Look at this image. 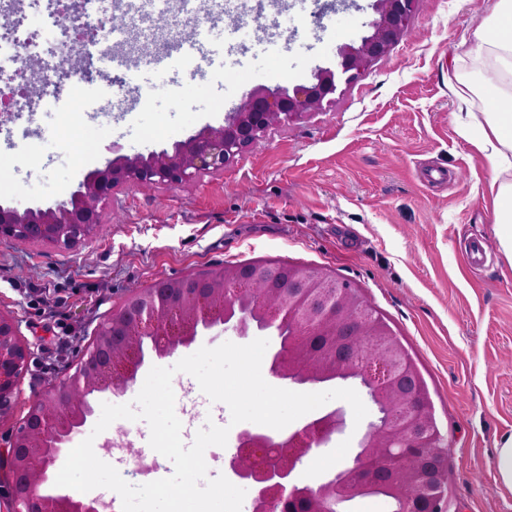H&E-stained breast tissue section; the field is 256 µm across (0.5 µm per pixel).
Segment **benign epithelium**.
Wrapping results in <instances>:
<instances>
[{
	"label": "benign epithelium",
	"instance_id": "1",
	"mask_svg": "<svg viewBox=\"0 0 512 512\" xmlns=\"http://www.w3.org/2000/svg\"><path fill=\"white\" fill-rule=\"evenodd\" d=\"M417 2L376 0L378 17L371 23V34L357 46L340 47L339 74L325 67L315 72V82L309 85L256 87L225 115L223 125L203 127L178 142L171 153L116 157L88 175L68 197L46 207L20 212L0 205V239L69 248L100 231L105 210L121 186L181 188L224 172L269 132L330 106L339 75L348 82L358 78L407 39ZM260 280L266 285L255 313L267 324L274 325L285 315L293 320L288 345H279L270 356L273 376L298 384L357 379L381 418L363 435L349 474L314 487L297 484L293 472L304 457L346 427L344 407L275 436L240 430L231 470L252 488V512H275L277 503L298 493L311 501L312 512H325V502L345 500L381 474L385 448L398 449L399 460L387 484L401 502L400 512H419L416 502L422 497L430 502L428 512H444L446 474L441 469L429 473L424 463L446 457L447 448L411 357L383 320L359 317L372 311L359 292L333 288V277L319 269L297 266L283 279L273 262L226 266L202 280L193 275L158 278L148 288L132 290L120 308L97 325L78 354L74 372L33 392L20 426L0 448V489L8 495L10 512H109V503L102 499H85L69 491L37 496L30 489L48 481L50 468L94 415L89 397L106 390L120 394L136 381L145 363V341L161 358L196 343L219 325L241 337L251 335L254 324L227 309L249 298ZM316 336L346 340L317 356L311 348ZM361 337L377 343V355L366 360L355 356L349 341ZM29 358L17 321L0 312V420L14 414Z\"/></svg>",
	"mask_w": 512,
	"mask_h": 512
}]
</instances>
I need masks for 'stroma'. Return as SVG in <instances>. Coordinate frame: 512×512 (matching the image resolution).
<instances>
[{"mask_svg": "<svg viewBox=\"0 0 512 512\" xmlns=\"http://www.w3.org/2000/svg\"><path fill=\"white\" fill-rule=\"evenodd\" d=\"M282 35L267 41L256 24L184 23L155 0L159 27L203 36L226 54L219 76L139 65L140 102L126 113L112 100L106 119L83 117L82 76L60 98L81 118L82 153L64 148L62 106L41 110L40 134L0 119V201L25 210L69 196L114 154L172 150L204 126H220L255 87L309 84L338 51L371 33L375 0H338L317 14L312 0H285ZM495 0H418L412 32L372 70L339 84L327 111L269 134L223 173L178 189L118 188L97 235L71 249L0 240V311L13 314L32 356L13 419L32 391L74 364L95 327L131 289L257 260L319 268L348 280L384 318L427 385L448 444L450 512H512V491L495 469L512 439V264L493 232L491 173L459 136L455 76L478 86L455 47L491 14ZM486 240L481 263L467 246ZM376 407L298 464L295 480L317 485L350 466Z\"/></svg>", "mask_w": 512, "mask_h": 512, "instance_id": "35a3bbf8", "label": "stroma"}]
</instances>
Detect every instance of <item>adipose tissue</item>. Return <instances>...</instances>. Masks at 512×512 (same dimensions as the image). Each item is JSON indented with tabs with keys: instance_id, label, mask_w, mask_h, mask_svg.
Returning a JSON list of instances; mask_svg holds the SVG:
<instances>
[{
	"instance_id": "1",
	"label": "adipose tissue",
	"mask_w": 512,
	"mask_h": 512,
	"mask_svg": "<svg viewBox=\"0 0 512 512\" xmlns=\"http://www.w3.org/2000/svg\"><path fill=\"white\" fill-rule=\"evenodd\" d=\"M469 41L455 59L485 69L481 91L496 109L459 113L457 129L492 173L488 192L493 198L495 233L512 262V0H496L492 21L478 24Z\"/></svg>"
}]
</instances>
